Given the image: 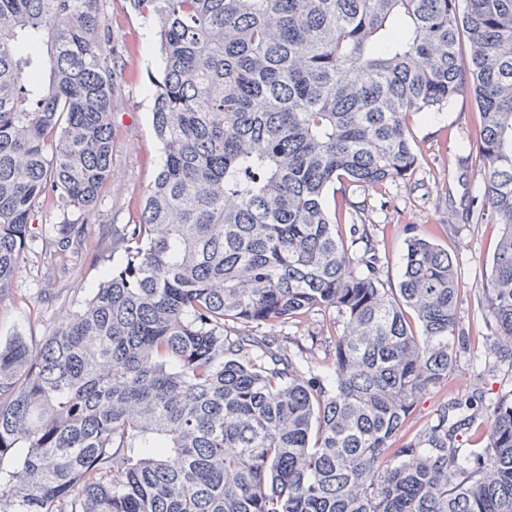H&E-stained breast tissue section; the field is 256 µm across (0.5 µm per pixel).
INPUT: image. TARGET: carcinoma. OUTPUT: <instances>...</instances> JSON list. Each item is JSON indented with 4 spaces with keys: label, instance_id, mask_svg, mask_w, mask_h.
I'll list each match as a JSON object with an SVG mask.
<instances>
[{
    "label": "carcinoma",
    "instance_id": "carcinoma-1",
    "mask_svg": "<svg viewBox=\"0 0 512 512\" xmlns=\"http://www.w3.org/2000/svg\"><path fill=\"white\" fill-rule=\"evenodd\" d=\"M99 0H0V300L50 200L112 175ZM157 25L164 164L112 269L39 345L0 344V512H512V390L393 439L468 341L447 248L389 288L350 194L407 181L410 123L467 94L500 235L483 303L512 363V0H128ZM470 42L461 65L458 45ZM340 189L342 205L326 206ZM65 221L55 253L86 244ZM334 312L333 379L260 327Z\"/></svg>",
    "mask_w": 512,
    "mask_h": 512
}]
</instances>
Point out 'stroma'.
Returning <instances> with one entry per match:
<instances>
[{
	"instance_id": "1",
	"label": "stroma",
	"mask_w": 512,
	"mask_h": 512,
	"mask_svg": "<svg viewBox=\"0 0 512 512\" xmlns=\"http://www.w3.org/2000/svg\"><path fill=\"white\" fill-rule=\"evenodd\" d=\"M108 23L112 59L123 73L113 101L112 177L96 206L72 211L67 217L88 229L86 248L64 257L28 252L12 293L0 301V342L13 334L37 344L66 314L64 306L48 303L59 293L80 301L89 288L119 265L121 253L112 250L114 228L133 223L136 205L160 170L164 154L152 127L150 76L161 72L163 59L157 39H145L152 20L129 13L125 0H100ZM476 122L475 105L469 97L458 98L448 108L417 116L411 132L418 163L410 180L388 185L386 192L365 189L352 200L361 216L379 227L384 273L398 284L402 258L412 229L448 248L455 257L461 297L458 316L469 341L457 352V366L447 380L427 392L396 437L405 443L424 434L437 413L455 401H472V414L487 418L495 397L512 390V364L497 359L494 336L481 306L491 273L499 227L482 223L480 216H463L460 201L480 193L482 171L469 149ZM52 204H44L35 222L52 233L63 217ZM336 315L313 314L271 328L290 349H304L318 373H328L326 345L316 337L334 335Z\"/></svg>"
}]
</instances>
